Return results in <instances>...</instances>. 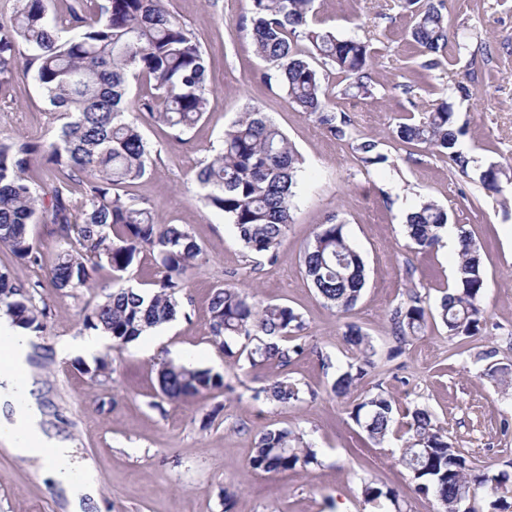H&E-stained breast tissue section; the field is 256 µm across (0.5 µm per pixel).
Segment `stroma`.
Wrapping results in <instances>:
<instances>
[{
	"label": "stroma",
	"instance_id": "1",
	"mask_svg": "<svg viewBox=\"0 0 512 512\" xmlns=\"http://www.w3.org/2000/svg\"><path fill=\"white\" fill-rule=\"evenodd\" d=\"M165 3L203 43L208 111L179 139L139 117L155 165L119 195L144 202L159 221L186 228L202 246L204 261L187 273L180 294L183 315L161 328L157 340L105 345L111 374L92 378L86 368L93 358L81 363L57 348L86 336L83 319L111 293V270L92 288L67 297L49 285L57 252L53 225L31 227L40 264L14 263L0 247V271L25 284L47 313L45 331L34 337L29 372L44 432L74 448L83 464L78 478L96 487L95 496L83 498L82 512H370L362 495L367 481L397 489L403 512H437L433 497L414 492L396 446L369 442L350 411L363 392L379 386L400 405H426L454 445L478 464L502 469L512 462V388L485 374L512 365V183L500 196L479 183L489 164H512V0H435L452 27L425 81L405 0H316L322 28L369 42L373 50V92L367 96L347 92L331 65L316 64L327 101L347 124L344 139L263 82L270 66L251 40L247 0ZM441 99L464 129L459 145L471 159L464 174L432 149L394 136L402 118ZM249 106L260 107L304 159L292 222L272 261L247 253L223 213L203 206L195 180L225 129ZM49 108L32 77H17L0 95V135L50 143ZM360 137L375 140L386 163L364 166L354 151ZM425 198L443 206L449 224L483 247L486 326L480 335L452 338L431 324L401 345L391 332V310L412 291L435 307L458 261L443 242L429 251L409 248L403 217ZM331 219L345 224L367 273L359 300L344 315L326 307L300 266L317 227ZM224 285L292 307L305 321L306 342L334 365L351 362L342 334L347 325L360 327L376 354L359 390L342 399L331 395L335 372L313 355L286 369L271 364L255 371L226 358L211 341L208 312L212 289ZM165 360L221 373L230 388L186 403L168 401L158 387ZM284 374L305 392L304 402L255 399L256 389ZM282 427L303 435L317 464L281 474L249 469L260 436ZM0 512H70L42 464L15 456L3 440Z\"/></svg>",
	"mask_w": 512,
	"mask_h": 512
}]
</instances>
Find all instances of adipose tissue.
Instances as JSON below:
<instances>
[{
	"instance_id": "ef3b65f1",
	"label": "adipose tissue",
	"mask_w": 512,
	"mask_h": 512,
	"mask_svg": "<svg viewBox=\"0 0 512 512\" xmlns=\"http://www.w3.org/2000/svg\"><path fill=\"white\" fill-rule=\"evenodd\" d=\"M31 339L10 319L0 318V407L10 406L9 416L0 415V438L8 441L15 455L37 457L53 481L63 487L72 503L93 495L92 485L77 482L72 450L64 442L48 437L42 414L31 398V380L26 375Z\"/></svg>"
}]
</instances>
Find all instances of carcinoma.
<instances>
[{
	"label": "carcinoma",
	"instance_id": "1",
	"mask_svg": "<svg viewBox=\"0 0 512 512\" xmlns=\"http://www.w3.org/2000/svg\"><path fill=\"white\" fill-rule=\"evenodd\" d=\"M48 0H15L7 18L0 17V92L20 74L32 75L60 122L49 146L0 136V245L18 263L38 260L30 226L41 221L55 226L60 249L50 267V284L67 294L90 287L108 267L114 287L95 304L83 325L112 337L123 347L174 320L182 311L180 293L187 272L203 260V249L184 228L163 224L149 207L123 202L113 191L144 177L152 166L150 147L136 114L182 134L206 114L207 62L195 32L180 21L163 0H71L66 24L47 15ZM315 0H249L248 21L257 54L272 65L263 74L275 82L298 112L316 116L327 131L346 136L344 125L326 101L312 60L321 59L346 79L347 89L372 94L367 73L370 45L340 38L311 25ZM414 7L411 39L428 57L432 70L448 43L449 25L433 0H408ZM144 77L155 90L130 100V78ZM396 135L407 143L424 144L448 157L461 172L470 158L458 149L462 130L445 102L434 103L419 121L401 122ZM367 166L387 162L377 143L367 137L354 147ZM44 164L51 180L33 185L26 170ZM301 155L285 134L257 107L240 113L224 131L222 148L197 175L201 200L231 221L245 248L273 261L291 223ZM503 168L492 163L480 183L493 194L503 192ZM82 187L80 199L73 185ZM406 232L415 248L427 250L442 238L447 212L431 200L406 214ZM458 232V264L453 291L443 292L437 316L448 336L473 337L484 321L487 288L481 246L463 228ZM156 254L162 269L158 288L146 291L125 285L126 274L139 255ZM302 266L317 295L338 313L350 311L366 282L365 263L342 223L321 224L303 250ZM0 312L28 333L45 330V310L33 302L25 284L0 272ZM212 343L230 359L244 358L253 369L269 362L287 368L305 354L316 356L324 369L331 358L302 342V316L284 304L262 305L241 288L221 287L209 301ZM432 316L419 295L397 305L390 314L393 335L401 342L421 333ZM243 339L237 351L233 342ZM347 345L356 362L336 369L331 392L341 397L368 375L374 346L361 330L347 326ZM163 397L187 402L205 391L230 388L224 376L164 362L158 371ZM255 399L274 404L302 400L298 384L283 376L254 391ZM350 418L375 445L403 442L398 458L415 491L438 500L442 512H462L478 489L496 496L491 507L507 504L512 475L478 467L454 446L431 411L415 404L397 407L384 389L367 392ZM317 462L314 450L288 428L266 431L249 461L253 471L285 473ZM366 502L380 512H402L399 492L373 482L362 487Z\"/></svg>",
	"mask_w": 512,
	"mask_h": 512
}]
</instances>
